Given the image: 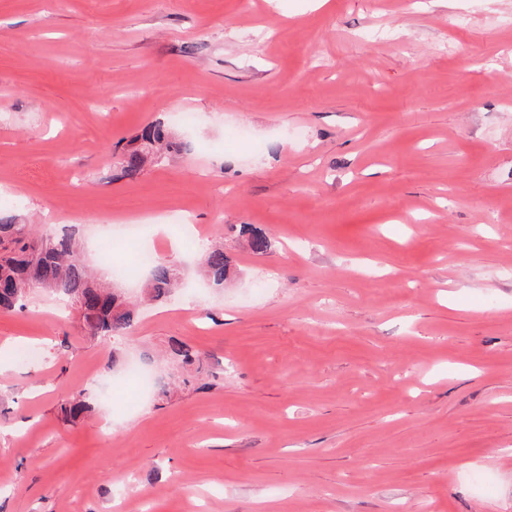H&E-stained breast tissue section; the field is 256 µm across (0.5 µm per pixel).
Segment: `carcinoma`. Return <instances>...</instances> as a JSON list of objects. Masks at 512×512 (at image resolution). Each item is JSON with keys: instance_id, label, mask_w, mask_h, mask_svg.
I'll return each mask as SVG.
<instances>
[{"instance_id": "1", "label": "carcinoma", "mask_w": 512, "mask_h": 512, "mask_svg": "<svg viewBox=\"0 0 512 512\" xmlns=\"http://www.w3.org/2000/svg\"><path fill=\"white\" fill-rule=\"evenodd\" d=\"M158 149L169 155L182 154L189 151V145L177 139L165 123L150 125L131 141L130 150L115 164V177L137 178L146 164L158 159ZM229 265L220 244L207 248L191 268L159 258L146 271L147 288L156 300L168 298L190 269L213 287L222 288ZM33 288L67 299L77 310L86 336L123 337L133 327L132 309L122 296L98 281L86 264L75 226L44 236L20 223L16 214L0 209V310L23 307Z\"/></svg>"}]
</instances>
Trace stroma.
<instances>
[{
	"label": "stroma",
	"instance_id": "stroma-1",
	"mask_svg": "<svg viewBox=\"0 0 512 512\" xmlns=\"http://www.w3.org/2000/svg\"><path fill=\"white\" fill-rule=\"evenodd\" d=\"M0 205L231 259L126 337L0 311V512H512V0H0ZM130 150L124 158L115 164L116 174L110 170L109 179L115 176L119 179H135L148 163L154 162L158 156L155 149L164 150L168 155L182 154L189 151L186 141L179 140L172 133L170 127L159 121L145 128L130 143ZM113 176V177H112ZM229 265V258L224 254V246L215 244L204 251L192 269L213 287L223 288L229 274Z\"/></svg>",
	"mask_w": 512,
	"mask_h": 512
}]
</instances>
